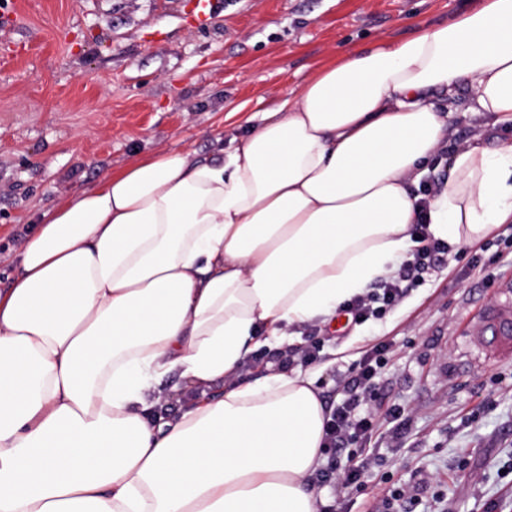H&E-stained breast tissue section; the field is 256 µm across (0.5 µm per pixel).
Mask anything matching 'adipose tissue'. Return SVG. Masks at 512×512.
Wrapping results in <instances>:
<instances>
[{"label":"adipose tissue","instance_id":"1","mask_svg":"<svg viewBox=\"0 0 512 512\" xmlns=\"http://www.w3.org/2000/svg\"><path fill=\"white\" fill-rule=\"evenodd\" d=\"M465 88L512 123V0L350 48L228 151L137 158L42 213L0 289V512H318L316 374L240 368L406 259L430 164V239L512 222V142H454L437 105Z\"/></svg>","mask_w":512,"mask_h":512}]
</instances>
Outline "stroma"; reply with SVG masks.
<instances>
[{"instance_id": "1", "label": "stroma", "mask_w": 512, "mask_h": 512, "mask_svg": "<svg viewBox=\"0 0 512 512\" xmlns=\"http://www.w3.org/2000/svg\"><path fill=\"white\" fill-rule=\"evenodd\" d=\"M0 0V289L9 284L30 219L135 156L218 151L238 133L225 122L273 105L352 46L448 20L467 0H219L200 27L188 0ZM512 140L480 113L459 117L455 141ZM512 223L452 247L381 319L318 325L316 362L326 404L354 362L391 345L373 408L381 437L403 408L407 425L379 448L364 494L348 512H377L410 485L414 512H512V355H494L473 327L512 295ZM349 345L346 360L334 352Z\"/></svg>"}]
</instances>
